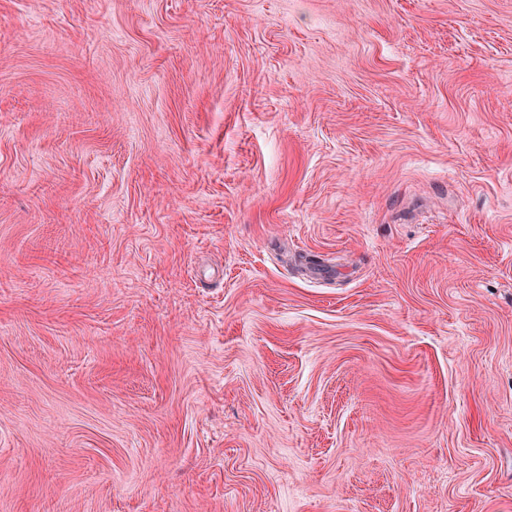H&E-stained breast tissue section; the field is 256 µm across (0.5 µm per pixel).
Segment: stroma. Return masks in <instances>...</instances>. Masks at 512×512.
Masks as SVG:
<instances>
[{
  "mask_svg": "<svg viewBox=\"0 0 512 512\" xmlns=\"http://www.w3.org/2000/svg\"><path fill=\"white\" fill-rule=\"evenodd\" d=\"M0 512H512V0H0Z\"/></svg>",
  "mask_w": 512,
  "mask_h": 512,
  "instance_id": "1",
  "label": "stroma"
}]
</instances>
